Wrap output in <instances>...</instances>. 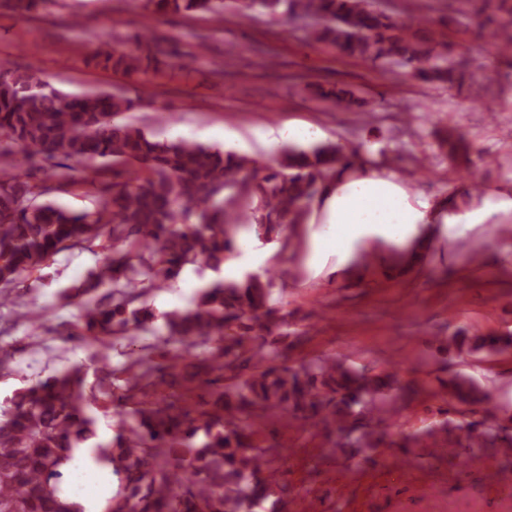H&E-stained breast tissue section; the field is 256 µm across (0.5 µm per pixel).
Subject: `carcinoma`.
<instances>
[{
  "label": "carcinoma",
  "instance_id": "carcinoma-1",
  "mask_svg": "<svg viewBox=\"0 0 512 512\" xmlns=\"http://www.w3.org/2000/svg\"><path fill=\"white\" fill-rule=\"evenodd\" d=\"M47 0H0L19 19H29ZM248 22L258 15L309 20L308 38L337 53L397 64L423 83L454 85L464 79L461 63L448 60L447 46L426 27L399 28L366 0H147L157 18L210 14L224 17L228 4ZM493 33L496 50L512 57V5ZM117 32L97 38L90 61L131 76L171 67L190 70L200 61L183 59L154 35L148 53L115 46ZM338 107L370 111L342 88L321 91ZM139 99L107 91L64 94L35 70L0 66V136L17 147L15 167L32 158L58 161L65 178L71 163L121 164L112 170V192L93 212H76L43 199L49 188L20 173L0 174V301L11 299L27 274L56 253L98 241L108 251L97 271L73 287L87 296L81 339L105 342L119 335L159 337L121 369L123 392L87 390L74 367L21 388L5 402L0 421V512H84L61 495L73 451L95 436L92 407L112 412L121 432L93 448L110 467L117 487L104 512H257L284 491L265 456L271 449L245 445L259 435L256 420L283 419L338 424L343 445L373 448L377 428L398 412L400 388L392 375L368 376L336 358L298 367L278 363L267 340L284 323L273 307L279 272L212 282L199 289L192 307L156 315L141 303L150 290L173 285L187 266L221 269L236 252V234L255 228L281 238V253L295 262L301 236H282L285 227L306 223L325 183L357 163H373L363 145L344 150L317 146L283 150L277 166L247 155L225 153L187 139L153 140L117 116ZM439 156L470 162L460 133L440 140ZM109 283L103 300L90 294ZM162 320V329L155 323ZM457 348L493 356L512 347V336L477 331L451 337ZM202 384L194 411L179 406ZM462 404L487 402L466 378L453 386ZM470 440L493 446L499 427L482 430L458 424Z\"/></svg>",
  "mask_w": 512,
  "mask_h": 512
}]
</instances>
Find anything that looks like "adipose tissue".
Here are the masks:
<instances>
[{"mask_svg": "<svg viewBox=\"0 0 512 512\" xmlns=\"http://www.w3.org/2000/svg\"><path fill=\"white\" fill-rule=\"evenodd\" d=\"M512 217V193L496 191L481 197L457 192L453 201L409 194L397 178L378 168L361 165L337 173L317 202L312 217L330 234L309 232L307 267L320 264L325 243L336 250V266L359 270L363 254L381 249L387 261L418 262L435 238L456 228Z\"/></svg>", "mask_w": 512, "mask_h": 512, "instance_id": "ef3b65f1", "label": "adipose tissue"}]
</instances>
